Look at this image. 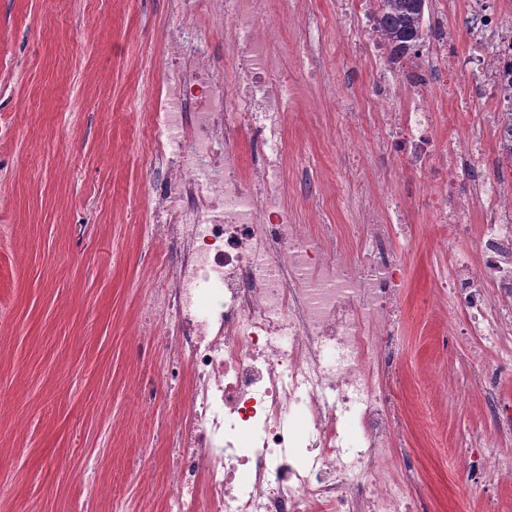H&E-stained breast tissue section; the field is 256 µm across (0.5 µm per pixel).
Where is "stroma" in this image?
Masks as SVG:
<instances>
[{"label":"stroma","instance_id":"35a3bbf8","mask_svg":"<svg viewBox=\"0 0 512 512\" xmlns=\"http://www.w3.org/2000/svg\"><path fill=\"white\" fill-rule=\"evenodd\" d=\"M336 2L269 0V50L293 75L284 201L302 224H359L368 206L403 205L401 354L390 391L406 443L394 466L412 475L419 512L461 503L489 512L492 501L512 512V483L471 497V476L449 465L462 441L493 432L512 457V433L496 432L482 400L487 372L494 391L512 397V360L469 361L471 339H442V318L425 311L448 251L422 176L379 138L372 105L381 81H399L397 97L408 96L405 74L439 58L424 87L435 135L443 146L483 138L492 175L498 142L469 63L496 35L470 24L468 0H430L433 41L394 67L351 41ZM284 9L292 28L280 23ZM173 11L172 0H70L62 12L47 0H0V512H75L87 502L94 512H165L148 493L162 480L166 448L152 423L125 416L137 378L151 380L159 413L186 403L169 395L160 353L140 352L130 333L167 251L144 241L162 173L148 161L147 128L130 113L150 106ZM315 98L321 110H311ZM23 169L27 177L13 181ZM444 366L454 378L443 409L425 396L424 377ZM16 415L29 423L19 442L9 429ZM101 479L112 502L91 496Z\"/></svg>","mask_w":512,"mask_h":512}]
</instances>
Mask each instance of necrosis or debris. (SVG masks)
<instances>
[{
	"label": "necrosis or debris",
	"instance_id": "1",
	"mask_svg": "<svg viewBox=\"0 0 512 512\" xmlns=\"http://www.w3.org/2000/svg\"><path fill=\"white\" fill-rule=\"evenodd\" d=\"M204 4L234 48L224 72L211 59L208 26L181 22ZM472 4L497 34L474 65L490 99L502 102L512 87V28H498L484 0ZM175 14L163 34L167 75L148 115L165 173L150 237L168 251L133 331L143 351L166 352L170 389H188L186 410L161 423L171 456L160 497L168 512H417L392 469L405 432L387 387L404 280L393 239L404 226L379 210L339 228L296 223L283 181L292 77L260 36L268 0H177ZM411 78L406 102L382 90L374 109L386 119L384 142L429 184L425 204L443 241L458 246L427 308L464 312L453 333L476 339L479 361L512 339V165L497 187L475 178L458 193L448 161L480 164L483 141L441 148L421 89L426 74ZM244 129L260 154L252 167L240 159ZM476 202L485 218L477 236L469 222ZM359 236L363 250L349 255ZM469 242L481 267L461 250ZM352 414L353 443L344 432ZM452 467L475 475L474 496L512 480V459L490 436Z\"/></svg>",
	"mask_w": 512,
	"mask_h": 512
}]
</instances>
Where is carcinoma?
<instances>
[{"label":"carcinoma","mask_w":512,"mask_h":512,"mask_svg":"<svg viewBox=\"0 0 512 512\" xmlns=\"http://www.w3.org/2000/svg\"><path fill=\"white\" fill-rule=\"evenodd\" d=\"M376 32L390 47L389 59L396 63L420 45L428 0H375Z\"/></svg>","instance_id":"obj_1"}]
</instances>
